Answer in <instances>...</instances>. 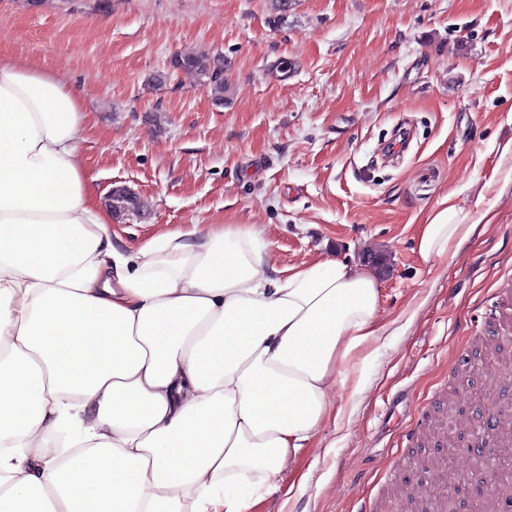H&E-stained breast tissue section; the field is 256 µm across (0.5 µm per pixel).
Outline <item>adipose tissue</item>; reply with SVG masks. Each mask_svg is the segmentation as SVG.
Here are the masks:
<instances>
[{
  "instance_id": "ef3b65f1",
  "label": "adipose tissue",
  "mask_w": 512,
  "mask_h": 512,
  "mask_svg": "<svg viewBox=\"0 0 512 512\" xmlns=\"http://www.w3.org/2000/svg\"><path fill=\"white\" fill-rule=\"evenodd\" d=\"M85 111L0 56V512H250L385 335L377 281L332 257L277 268L247 224L117 249L79 161ZM490 221L443 198L418 252Z\"/></svg>"
}]
</instances>
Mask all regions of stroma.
Returning a JSON list of instances; mask_svg holds the SVG:
<instances>
[{"mask_svg": "<svg viewBox=\"0 0 512 512\" xmlns=\"http://www.w3.org/2000/svg\"><path fill=\"white\" fill-rule=\"evenodd\" d=\"M187 48L228 61L224 107L191 74L150 85ZM0 55L85 90L83 168L99 197L117 182L144 203L113 221L118 249L247 224L278 268L321 255L367 267L381 321L407 323L351 361L340 420L252 512H397L383 449L420 480L425 458L466 440L403 441L431 391L457 415L512 404V336L471 342L479 300L512 276V0H290L280 22L270 0H0ZM447 195L494 220L423 259L420 226Z\"/></svg>", "mask_w": 512, "mask_h": 512, "instance_id": "35a3bbf8", "label": "stroma"}]
</instances>
